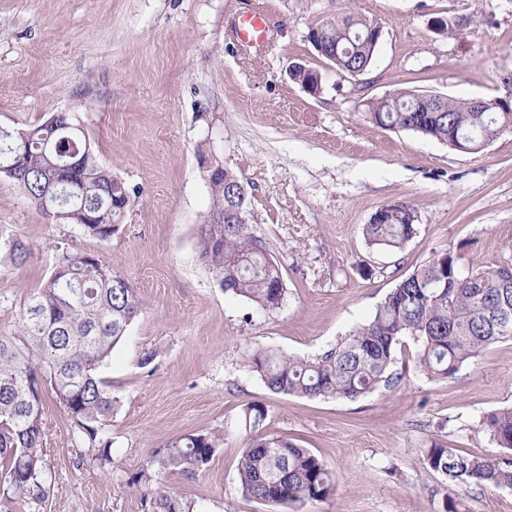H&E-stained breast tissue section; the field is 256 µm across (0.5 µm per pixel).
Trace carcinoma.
Here are the masks:
<instances>
[{"label": "carcinoma", "instance_id": "1", "mask_svg": "<svg viewBox=\"0 0 512 512\" xmlns=\"http://www.w3.org/2000/svg\"><path fill=\"white\" fill-rule=\"evenodd\" d=\"M371 25L343 12L315 20L308 31L318 34L321 58L337 71L361 74L377 48ZM363 116L374 127L413 131L445 144L467 134L471 153L512 130L509 103L498 106L490 98L476 109L468 99L428 97L410 88L367 101ZM74 147L85 161L67 171L61 165ZM0 175L53 223L76 224L100 241L112 237L120 208L136 196L99 164L72 112H56L34 128L0 127ZM237 181L226 168L209 184L213 207L199 225L197 245L220 287L270 311L282 305L286 287L266 243L250 231V198H240ZM415 221L408 204H388L364 225L363 235L369 246L397 253L416 234ZM4 247L11 263L25 261L23 243L9 240ZM139 311L135 292L111 261L81 250L56 254L50 275L26 295L14 334L0 336L3 512L17 503L38 512L50 490L52 473L42 455L44 388H51L71 417L74 437L97 443L100 459H109L113 400L100 367ZM407 339L417 345L414 369L431 379L447 378L480 351L512 340V267L465 270L454 252L442 253L402 278L369 321L323 354L300 357L256 346L244 364L273 393L356 400L399 380L393 367ZM480 426L504 449L502 455H464L433 443L424 450L425 465L456 486L512 488V407L484 416ZM215 448L210 436L186 433L154 452L132 479L146 489L151 512H193L158 476L194 474L211 461ZM237 476L243 495L278 505L280 512H303L307 503L336 493V477L326 463L281 435H256L238 461Z\"/></svg>", "mask_w": 512, "mask_h": 512}]
</instances>
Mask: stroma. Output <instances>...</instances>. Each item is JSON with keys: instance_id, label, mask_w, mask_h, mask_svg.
<instances>
[{"instance_id": "35a3bbf8", "label": "stroma", "mask_w": 512, "mask_h": 512, "mask_svg": "<svg viewBox=\"0 0 512 512\" xmlns=\"http://www.w3.org/2000/svg\"><path fill=\"white\" fill-rule=\"evenodd\" d=\"M245 10L275 19L265 45L233 39L231 19ZM343 11L382 29L356 77L329 68L305 39L317 18ZM448 17L467 19L462 35L435 29ZM299 61L320 71V94L290 80ZM509 73L512 0H0V126L76 113L99 162L139 192L102 242L51 223L0 176V236L31 249L24 265L0 264V336L14 332L60 247L107 254L141 305L101 368L114 401L111 462L75 441L65 409L43 393L52 484L42 512H151L132 480L187 432L219 441L196 474L163 476L195 512H277L238 487L253 403L266 409L264 433L310 449L336 476L335 495L305 512H444L451 488L423 450L500 454L479 421L512 405V341L444 379L415 372L406 343L401 381L355 401L271 393L243 360L254 346L324 353L438 254L459 252L467 268L512 264V132L462 153L362 116L368 100L401 88L501 96ZM204 152L248 191L249 223L287 288L277 309L224 292L199 257L197 229L212 207ZM397 202L414 209L416 235L395 254L369 247L363 225ZM147 351L155 358L144 367Z\"/></svg>"}]
</instances>
